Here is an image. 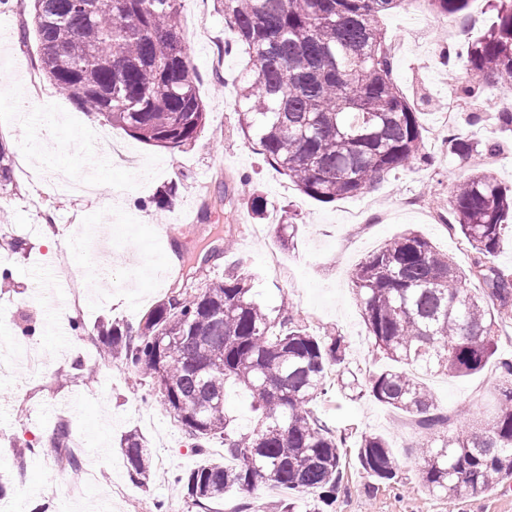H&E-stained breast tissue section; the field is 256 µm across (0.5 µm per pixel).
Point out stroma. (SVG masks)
Segmentation results:
<instances>
[{
  "mask_svg": "<svg viewBox=\"0 0 512 512\" xmlns=\"http://www.w3.org/2000/svg\"><path fill=\"white\" fill-rule=\"evenodd\" d=\"M0 10V25L10 27L0 43V270L12 273L0 288V353L20 343L38 351L42 372L18 368L0 376V465L6 491L0 512H154L165 500L170 512H239L265 501L294 497L299 512H313L316 494L263 488L234 490L200 510L188 501L176 476L196 468L182 427L121 362L99 365L95 328L102 321L138 327L164 298L171 266L184 264L199 279L223 276L234 267L253 278L255 299L279 308L289 297L311 334H341L349 344L346 367L367 380L383 364L366 329L351 282L354 269L393 237L414 231L469 269L474 254L428 212L448 213L460 181L476 166L452 153L446 139L455 134L497 143L493 163L484 172L512 187V130L500 128L496 112L503 104V84L485 86L481 122L469 113L446 119L448 98L467 77L461 55L445 58L434 36L439 18L428 4L398 8L380 23L387 41L401 40L405 50L393 58V76L407 96L420 99L426 129L427 162L400 167L369 192L379 202L363 224L345 221L360 203L350 197L332 203L309 198L287 176L266 164L257 145L241 132L238 84L244 60L231 48L232 31L218 0H182L179 26L188 60L200 81L207 112L203 130L192 143L173 150L145 144L119 129L104 130L108 140L127 148L136 164L111 161L95 133L100 123L82 112L43 77L33 35L23 32L33 0H11ZM34 78L39 93L19 84L17 73ZM175 183L172 207L156 205L162 186ZM266 200L263 218H252L243 203L247 186ZM294 227L293 243L283 246L279 227ZM176 226L166 236L165 226ZM223 252L219 261L210 251ZM277 252L287 276L272 272L270 252ZM87 267L82 301L70 292L52 293V268ZM76 306L75 320L62 321L58 310ZM82 330H74V323ZM84 368L98 367L96 381ZM496 363L466 377L435 375L426 384L439 406L458 416L459 427H489L497 413ZM318 413L351 436L343 446V473L332 512H512V487L448 498L421 484L414 454L420 429L404 415L370 398L356 401L335 395L316 405ZM71 428L78 455L95 478L79 491L69 489V471L58 465L54 445L59 423ZM143 436L152 461H166V479L131 481L120 450L129 430ZM379 433L399 459L396 480L369 477L356 458L355 437ZM35 453H27V444Z\"/></svg>",
  "mask_w": 512,
  "mask_h": 512,
  "instance_id": "obj_1",
  "label": "stroma"
}]
</instances>
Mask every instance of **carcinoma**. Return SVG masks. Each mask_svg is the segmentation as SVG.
Segmentation results:
<instances>
[{"label": "carcinoma", "instance_id": "obj_1", "mask_svg": "<svg viewBox=\"0 0 512 512\" xmlns=\"http://www.w3.org/2000/svg\"><path fill=\"white\" fill-rule=\"evenodd\" d=\"M405 0H222L224 21L246 58L238 122L254 135L265 161L305 195L323 203L358 196L393 170L424 160L419 104L392 77L380 14ZM444 19L468 0H428ZM34 0L32 28L43 74L103 126L147 144L180 148L198 136L206 110L187 60L178 22L180 0ZM474 82L512 85V0H498L489 28L467 45ZM467 158L478 144L449 136ZM452 221L476 254L464 274L426 238L406 232L358 265L352 282L385 366L362 383L353 372L330 381L343 363L344 336H314L292 308L272 313L252 296L251 279L235 268L190 283L160 300L133 329L102 323L103 357L148 378L165 411L192 448L207 452L224 439V460L208 458L177 476L203 509L231 490L261 486L312 491L330 502L341 480L342 437L315 405L329 392L370 397L416 419L428 439L415 445L419 478L433 494H478L512 480V357L496 356L498 323L512 319V270L494 265L512 233V188L483 172L459 184ZM486 286L470 294L466 277ZM498 359L500 411L490 428L448 434L451 418L424 374L464 377ZM247 390L257 412L240 432L225 407L227 384ZM132 481L144 484L151 459L142 436L120 442ZM363 470L379 482L397 478L399 461L381 435L358 441Z\"/></svg>", "mask_w": 512, "mask_h": 512}]
</instances>
